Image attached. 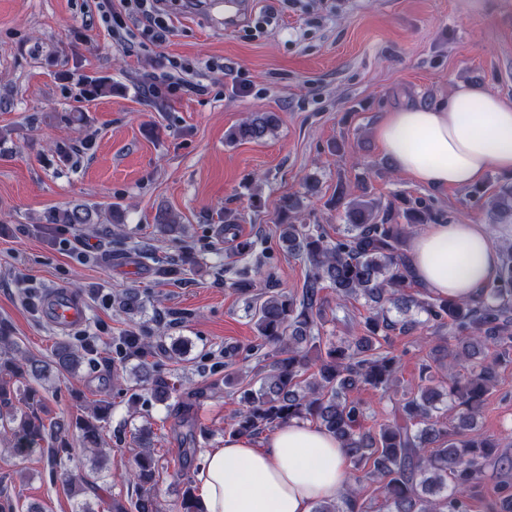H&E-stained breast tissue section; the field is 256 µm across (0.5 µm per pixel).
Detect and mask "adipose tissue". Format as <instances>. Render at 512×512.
I'll return each instance as SVG.
<instances>
[{
	"label": "adipose tissue",
	"mask_w": 512,
	"mask_h": 512,
	"mask_svg": "<svg viewBox=\"0 0 512 512\" xmlns=\"http://www.w3.org/2000/svg\"><path fill=\"white\" fill-rule=\"evenodd\" d=\"M374 137L395 168L418 184L481 183L490 170L512 174V100L456 84L447 104L387 112ZM411 273L432 294L476 298L498 270L482 224H431L408 242ZM349 467L326 431L294 421L262 442L225 437L197 475L200 512H312L345 489Z\"/></svg>",
	"instance_id": "1"
}]
</instances>
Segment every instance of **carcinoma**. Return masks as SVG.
Masks as SVG:
<instances>
[{"label": "carcinoma", "instance_id": "carcinoma-1", "mask_svg": "<svg viewBox=\"0 0 512 512\" xmlns=\"http://www.w3.org/2000/svg\"><path fill=\"white\" fill-rule=\"evenodd\" d=\"M80 95L88 100L121 92L108 75L81 74ZM279 118L271 112L254 113L232 128L230 142L260 141L277 134ZM496 223L512 220V185L502 184L486 200ZM344 206L346 227L330 238L320 224L297 222L299 198L279 200V239L289 254L302 261L307 276L301 292L289 293L267 275L264 291L252 299L255 342L224 352V357L248 361L261 354L269 370L251 369L246 385L237 390L239 408L226 433L255 439L294 420L312 422L336 438L352 469L364 470L377 485L378 496L365 500L351 486L334 501L315 503L313 512H472L471 502L490 468L497 470L487 512H512V453L493 437L464 436L474 428L487 394L499 384L497 368L512 362V246L501 249L496 277L474 299L435 297L427 292L408 294L410 281L407 241L416 225L435 224L441 214L425 200L403 196L400 204L382 203L367 194L349 198L336 192V206ZM119 204L78 203L51 209L44 224H119ZM244 216L224 208V238L235 243L238 254L254 251L255 241L240 238ZM156 232L173 241L185 232L177 215L166 209L155 218ZM194 257L157 267L161 276L176 281ZM245 265L231 287L248 295L257 286L260 267ZM329 288L336 300L362 299L369 315L350 340L321 334L326 322ZM128 316L142 309L139 293L120 298ZM425 315L421 320L418 315ZM446 327L448 338L429 347L420 369L422 384L393 402L378 430L365 426L366 407L355 392L371 388L390 395L400 383V356L388 348L392 337L425 327ZM153 344L132 329L121 338L119 352L144 358ZM84 356L65 342L57 344L54 358L38 359L20 351L8 324L0 322V434L18 455L36 445L47 465L64 477L69 494L79 497L94 483L65 469L68 448L76 439L91 454L103 452L102 433L111 407L97 403L69 420L49 423L42 417L43 382L53 376L74 375ZM138 381L159 401L176 392L169 378L146 362ZM198 392H189L173 408L175 419L189 423ZM138 452L126 476L136 498L114 501L108 512H161L155 494L158 459L151 446V431L135 436ZM179 512H199L192 480L185 478Z\"/></svg>", "mask_w": 512, "mask_h": 512}]
</instances>
